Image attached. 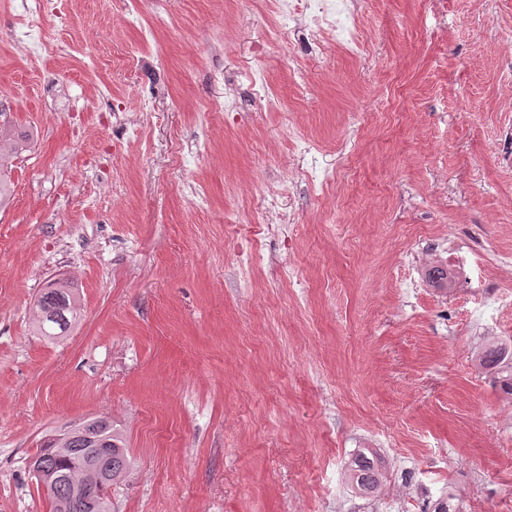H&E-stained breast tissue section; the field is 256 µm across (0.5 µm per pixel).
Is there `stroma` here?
<instances>
[{
    "mask_svg": "<svg viewBox=\"0 0 512 512\" xmlns=\"http://www.w3.org/2000/svg\"><path fill=\"white\" fill-rule=\"evenodd\" d=\"M31 0H0V124L35 134L0 213V512H50L27 469L45 436L106 416L129 470L112 512H432L455 493L512 512V398L471 356L512 343V0H360L365 50L253 44L271 0H62L18 48ZM135 9L156 30L140 46ZM224 55L212 63L209 44ZM260 70L280 107L213 75ZM155 99L132 137L102 107ZM304 133L336 178L280 180ZM291 220L255 223L270 190ZM454 287L429 281L454 252ZM86 315L28 332L45 282ZM376 448L386 484L344 481ZM84 317L85 304L78 283L61 274L46 281L34 298L28 331L40 340L56 343L70 336Z\"/></svg>",
    "mask_w": 512,
    "mask_h": 512,
    "instance_id": "obj_1",
    "label": "stroma"
}]
</instances>
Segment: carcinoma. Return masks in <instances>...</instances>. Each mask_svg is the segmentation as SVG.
Listing matches in <instances>:
<instances>
[{
    "label": "carcinoma",
    "mask_w": 512,
    "mask_h": 512,
    "mask_svg": "<svg viewBox=\"0 0 512 512\" xmlns=\"http://www.w3.org/2000/svg\"><path fill=\"white\" fill-rule=\"evenodd\" d=\"M32 135L8 125L0 126V213L9 209L15 198L10 177L13 162L30 148ZM85 304L78 283L61 274L46 281L30 307V335L56 343L84 320ZM474 364L493 375L495 383L512 395V351L505 343L492 339L473 353ZM94 448L104 449L99 473L105 483H116L126 473L131 459L123 435L105 417L86 419L64 427V437L48 438L40 444L35 457L42 470L54 481L50 497L52 512H110L107 500L91 506L73 488L76 472L88 462ZM385 475L374 459L357 453L344 472L345 483L366 497L378 493ZM433 512H464L456 495L438 499Z\"/></svg>",
    "instance_id": "1"
}]
</instances>
